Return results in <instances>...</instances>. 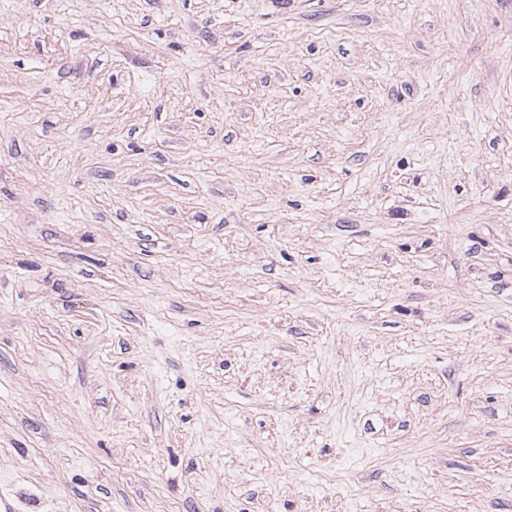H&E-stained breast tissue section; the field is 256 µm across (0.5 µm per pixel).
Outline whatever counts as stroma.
I'll return each instance as SVG.
<instances>
[{
	"mask_svg": "<svg viewBox=\"0 0 512 512\" xmlns=\"http://www.w3.org/2000/svg\"><path fill=\"white\" fill-rule=\"evenodd\" d=\"M17 512H512V0H0Z\"/></svg>",
	"mask_w": 512,
	"mask_h": 512,
	"instance_id": "obj_1",
	"label": "stroma"
}]
</instances>
